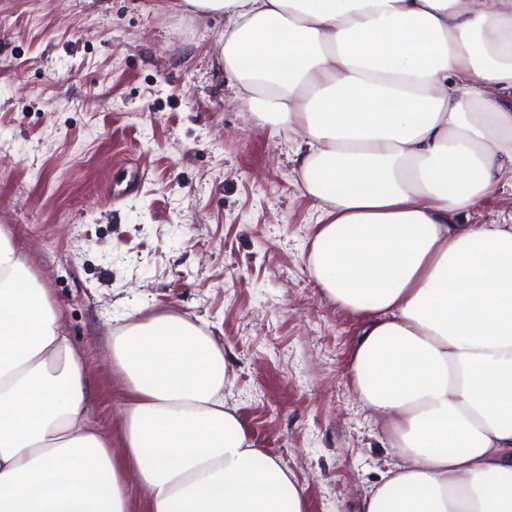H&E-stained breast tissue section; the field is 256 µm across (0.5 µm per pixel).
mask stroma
<instances>
[{"label":"stroma","mask_w":512,"mask_h":512,"mask_svg":"<svg viewBox=\"0 0 512 512\" xmlns=\"http://www.w3.org/2000/svg\"><path fill=\"white\" fill-rule=\"evenodd\" d=\"M224 24L181 0H0V228L84 357L104 433L113 330L184 315L223 342L227 400L305 512H356L395 458L352 384L357 320L307 270L295 143L236 99Z\"/></svg>","instance_id":"stroma-1"}]
</instances>
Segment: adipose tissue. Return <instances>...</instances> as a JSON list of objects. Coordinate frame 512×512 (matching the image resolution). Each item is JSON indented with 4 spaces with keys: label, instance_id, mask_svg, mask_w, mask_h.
Returning <instances> with one entry per match:
<instances>
[{
    "label": "adipose tissue",
    "instance_id": "adipose-tissue-1",
    "mask_svg": "<svg viewBox=\"0 0 512 512\" xmlns=\"http://www.w3.org/2000/svg\"><path fill=\"white\" fill-rule=\"evenodd\" d=\"M224 16L223 70L297 143L320 212L306 264L360 317L351 373L395 463L357 512H512V224L465 218L512 178V0H184ZM121 455L59 311L0 229V512H304L178 314L112 336Z\"/></svg>",
    "mask_w": 512,
    "mask_h": 512
}]
</instances>
